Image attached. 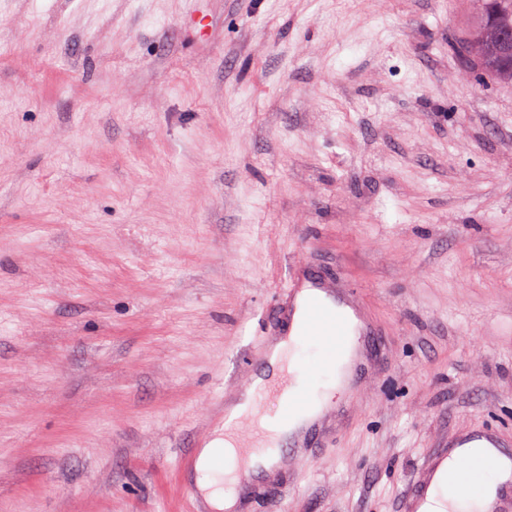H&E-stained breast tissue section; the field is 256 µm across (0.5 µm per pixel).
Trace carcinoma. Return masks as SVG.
Listing matches in <instances>:
<instances>
[{"label": "carcinoma", "instance_id": "cac0c4a2", "mask_svg": "<svg viewBox=\"0 0 512 512\" xmlns=\"http://www.w3.org/2000/svg\"><path fill=\"white\" fill-rule=\"evenodd\" d=\"M472 28L462 43L464 54L489 76L512 82V45L501 39L512 30V0H470Z\"/></svg>", "mask_w": 512, "mask_h": 512}]
</instances>
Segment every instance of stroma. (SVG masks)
<instances>
[{
  "label": "stroma",
  "instance_id": "35a3bbf8",
  "mask_svg": "<svg viewBox=\"0 0 512 512\" xmlns=\"http://www.w3.org/2000/svg\"><path fill=\"white\" fill-rule=\"evenodd\" d=\"M0 0V512H182L297 264L379 347L248 512H406L512 443V84L468 0ZM503 436L499 433L472 429L458 434L448 441V450L437 460L432 461L427 469L426 488L433 482L438 483L430 488L425 502V491L414 494L408 501V512H447L448 500L458 512H511L512 511V454H505L500 448H506ZM471 448H482L480 452H474ZM448 460L454 467L459 463L480 461L490 464L498 473L499 482L494 495L487 489L480 491L484 498V507L481 498L474 496L463 499L450 498L448 496V480L453 474V469H448L441 476V465ZM439 471L434 481V474ZM441 477V478H440Z\"/></svg>",
  "mask_w": 512,
  "mask_h": 512
}]
</instances>
